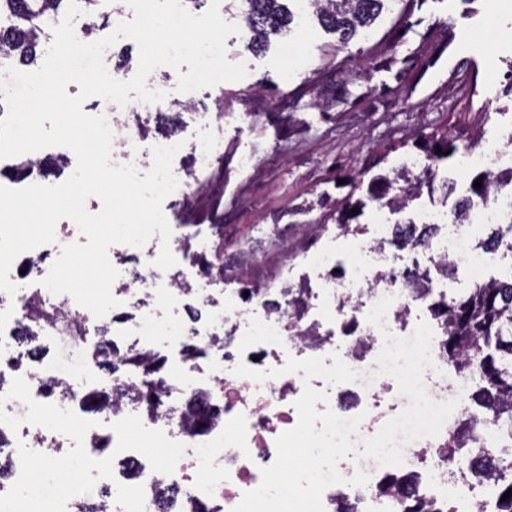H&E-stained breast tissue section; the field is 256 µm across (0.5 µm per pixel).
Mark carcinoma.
<instances>
[{"label":"carcinoma","instance_id":"carcinoma-1","mask_svg":"<svg viewBox=\"0 0 512 512\" xmlns=\"http://www.w3.org/2000/svg\"><path fill=\"white\" fill-rule=\"evenodd\" d=\"M69 0H0V58L15 65L38 68V47L47 36L50 20ZM286 0H245V20L252 32L254 55L266 52L272 37L290 30L294 13ZM319 23L336 34L334 52L341 51L360 32L369 29L382 13L387 0H308ZM424 166L419 171L403 164L392 168L393 176H382L387 193L376 198L394 212L409 208L423 189L435 192L440 164L459 150H470L463 132L443 128L425 133L412 143ZM481 187L471 193L490 200L494 188L512 184V166L488 169L480 174ZM365 203L348 198L336 208V224L351 229L358 215L353 208ZM486 252H512V223L492 227L475 240ZM421 300L431 299L429 309L443 334L441 357L465 382L463 407L437 448L417 454L418 465L401 472L385 473L377 484L380 497L396 500L400 512H454L419 494V466L438 467L442 459L454 460L479 483L489 482L495 492V512H512V269L498 277L476 282L467 291L431 296V289L416 291Z\"/></svg>","mask_w":512,"mask_h":512}]
</instances>
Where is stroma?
<instances>
[{
    "mask_svg": "<svg viewBox=\"0 0 512 512\" xmlns=\"http://www.w3.org/2000/svg\"><path fill=\"white\" fill-rule=\"evenodd\" d=\"M295 16L290 33L256 56L235 10L227 58L245 63L246 77L162 106L224 117L223 126L197 129L224 140V214L178 207L174 221L223 223L229 276L247 245L262 255L266 277L311 276L299 256L315 226L335 235L336 202L367 198L376 175L413 154L420 132L453 126L482 146L512 148V0H392L338 57L334 35L305 11ZM264 224L281 230L264 236Z\"/></svg>",
    "mask_w": 512,
    "mask_h": 512,
    "instance_id": "stroma-1",
    "label": "stroma"
}]
</instances>
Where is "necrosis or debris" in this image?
<instances>
[{"label":"necrosis or debris","mask_w":512,"mask_h":512,"mask_svg":"<svg viewBox=\"0 0 512 512\" xmlns=\"http://www.w3.org/2000/svg\"><path fill=\"white\" fill-rule=\"evenodd\" d=\"M113 130V163L133 164L139 171L152 165L151 148L178 145L173 173L179 182L171 199L206 209L223 200L224 153L221 142L200 143L191 134L192 123L208 122L212 113L197 112L178 118L176 131L155 136L152 125L159 113L151 105L133 100L126 106L104 102L100 109ZM70 149L50 147L27 154L25 160L0 159V172L14 171L19 187L45 183L46 169L73 171ZM414 223L437 227L428 245L415 247L427 268L447 260L481 271L484 254L474 247L472 223L505 224L512 213L487 202L474 210L465 224H454L448 208L421 207ZM397 227L383 210H376L369 232L352 235L349 254L371 258L373 265L350 266L337 275L341 262L336 252L322 248L306 257L319 271L316 287L305 290L306 310L301 318L288 311L287 276L265 280L253 249L238 255L234 288L225 289L223 277L214 276L202 261L215 248L212 232L196 224L172 227L171 251L176 264L161 270L154 264L160 236L142 247L112 245L111 264L120 269L112 285L119 307L95 317L69 295H55L42 281L61 245L69 243L65 227L55 230L56 241L21 254L9 278L15 294L0 292V512H75L72 490L102 491L116 486L112 512H194L204 504L207 512H233L243 494L257 488L261 471L277 457L276 439L298 422L294 406L304 386L326 389L328 403L317 411L332 410L342 418L364 413V436L374 435L397 408L396 381L377 375L376 358L384 333L411 337L417 327L412 312L419 301L403 277L399 257L389 249ZM392 297L384 328L367 321V314L383 297ZM356 320L346 340L336 338V323ZM108 327V346L91 348L90 339ZM165 337L158 350L156 337ZM340 353L344 362L360 371L352 383L359 402L347 408L336 401L335 388L319 379L303 381L288 373L257 383L236 376L238 364L266 371L283 367L288 358L326 357ZM146 355L152 370L130 366L129 358ZM151 383L159 404L147 412L135 395ZM64 403L70 408L67 430L77 446L65 445L45 419L47 409ZM112 440V470L90 469L101 434ZM154 445L162 457L148 461L142 449ZM206 469L204 482L195 474ZM136 470L139 481L126 490L127 473ZM70 494H63L61 484ZM422 493L439 502L456 497L455 512H471L481 502L492 512L488 489L448 487L422 481ZM344 495L354 512H391L390 504L369 487L342 484L323 493L325 512H334L336 495Z\"/></svg>","instance_id":"4bbe7bcc"}]
</instances>
